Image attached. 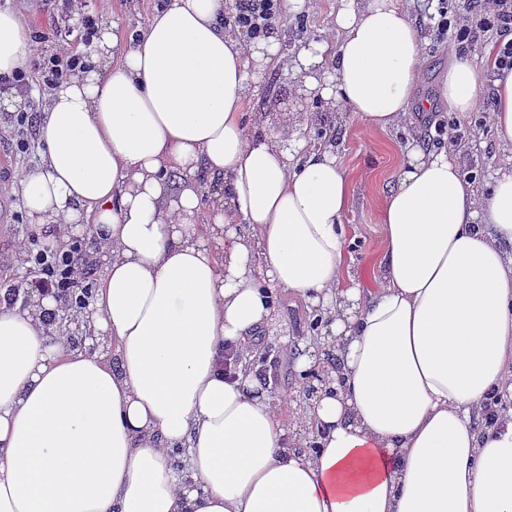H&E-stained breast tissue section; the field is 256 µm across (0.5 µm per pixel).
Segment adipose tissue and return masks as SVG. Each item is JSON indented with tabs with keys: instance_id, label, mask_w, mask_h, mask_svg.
I'll list each match as a JSON object with an SVG mask.
<instances>
[{
	"instance_id": "1",
	"label": "adipose tissue",
	"mask_w": 512,
	"mask_h": 512,
	"mask_svg": "<svg viewBox=\"0 0 512 512\" xmlns=\"http://www.w3.org/2000/svg\"><path fill=\"white\" fill-rule=\"evenodd\" d=\"M227 7L110 21L50 96L21 198L37 230L96 237L88 326L112 353L50 339L52 298L0 306V512H512V412L483 423L512 396V161L479 189L455 153L408 142L381 259L348 273V176L333 144L268 137L248 110L281 42ZM23 13L0 10L2 76L28 62ZM334 30L290 73L322 108L383 132L428 108L404 0H336ZM475 60L439 81L462 116ZM494 87L512 150V71ZM287 293L319 309L338 359L288 421L249 366Z\"/></svg>"
}]
</instances>
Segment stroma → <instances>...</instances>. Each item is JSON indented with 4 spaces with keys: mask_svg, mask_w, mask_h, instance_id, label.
Listing matches in <instances>:
<instances>
[{
    "mask_svg": "<svg viewBox=\"0 0 512 512\" xmlns=\"http://www.w3.org/2000/svg\"><path fill=\"white\" fill-rule=\"evenodd\" d=\"M406 5L424 34L420 93L429 100V108L412 110L397 129L389 132L372 131L356 121L331 128L336 156L353 188V202L344 217L348 228L346 248L354 258V268L361 270L370 269L382 249L378 202L395 183L401 147L413 139L424 141L429 146L435 145L439 126L455 122L465 130L480 118L476 112L471 113L468 119L458 118L442 104L438 96L439 77L459 46L451 39L437 42L432 33L433 22L427 14L426 0H406ZM335 9L336 0H317L312 11L284 14L275 23L274 31L285 47L275 68L259 81L250 101L252 107L271 113L272 119L267 127L270 135H278L286 124L303 126L305 113L319 111L320 106L313 98H301L289 79V73L303 42L331 29ZM26 16L29 31L47 34L46 50H54L61 40L81 47L75 27L77 19L64 16L58 0H34ZM504 157L492 128H485L465 155L463 171L476 184H483ZM6 197L10 219L0 222V290L19 287L28 280V273L17 269L21 256L18 243L33 232L19 192H7ZM312 334L311 321L302 300L295 296L281 298L273 322L261 336L265 349L270 350L277 360L278 383L272 392L274 399L284 402L296 397L301 390L293 358L283 357L280 353L284 338L298 339L300 346L305 347L309 345Z\"/></svg>",
    "mask_w": 512,
    "mask_h": 512,
    "instance_id": "obj_1",
    "label": "stroma"
}]
</instances>
